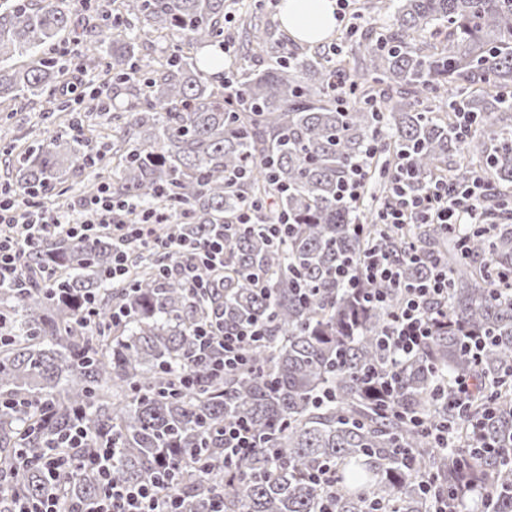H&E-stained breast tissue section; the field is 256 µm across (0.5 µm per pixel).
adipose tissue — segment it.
Here are the masks:
<instances>
[{"label":"adipose tissue","mask_w":512,"mask_h":512,"mask_svg":"<svg viewBox=\"0 0 512 512\" xmlns=\"http://www.w3.org/2000/svg\"><path fill=\"white\" fill-rule=\"evenodd\" d=\"M336 0H285L281 22L295 39L322 42L336 29Z\"/></svg>","instance_id":"adipose-tissue-1"}]
</instances>
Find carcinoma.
<instances>
[{"mask_svg": "<svg viewBox=\"0 0 512 512\" xmlns=\"http://www.w3.org/2000/svg\"><path fill=\"white\" fill-rule=\"evenodd\" d=\"M112 3L111 24L89 32L78 56L131 89L112 144L91 150L94 112L76 111L81 135L48 136L17 154L16 189L47 194L61 173L89 169L97 178L89 194L102 182L114 199L173 215L161 237L199 242L236 223L244 203L258 210L254 224L224 236V270H202L209 287L197 295L163 272V253L107 235L85 243L53 235L23 255L26 289H0V479L10 482L0 512L17 493L66 505L96 496L99 480L88 471L52 481L34 466L17 476L5 468L18 449L40 456L76 424L89 443L63 452L115 444V481L149 483L175 452L206 459L208 473L182 467L161 484L181 496L184 512H209L219 485L224 512H323L330 491L333 512H430L431 477L464 498L481 488L486 512H512V226L489 236L475 224L460 236L440 224L377 223L394 178L416 193L435 177L464 182L476 173L473 153L500 187L485 201L489 215L512 206V0H376L385 23L349 41L364 61L351 76L350 108L331 92L333 58L270 54L261 16L244 38L267 67L234 66L244 104L230 101L209 59L194 54L224 42L227 0ZM78 27L69 0H0V100L42 98L69 83L50 49ZM153 38L187 51L158 62L140 55L138 41ZM461 112L475 118L467 137L456 126ZM359 161L369 179L353 207L338 190ZM280 214L292 231L272 242L264 225ZM374 245L406 281L437 264L449 273L448 294L431 305L440 324L419 353L394 365L380 338L403 290L366 284L386 297L367 305L335 277L336 265L359 262ZM121 246L135 260L114 281ZM91 295L93 322L85 318ZM114 308L127 313L117 323ZM205 321L226 332L261 321L266 336L245 367L215 377L193 366L196 388L180 389ZM471 332L494 338L478 359L463 347ZM372 367L393 373L385 404L365 383ZM457 376L473 384L462 419L447 392ZM413 417L447 425L452 448L436 447ZM239 420L260 441L227 472L224 426ZM475 432L502 447H477ZM324 465L336 473L331 490L310 481Z\"/></svg>", "mask_w": 512, "mask_h": 512, "instance_id": "obj_1", "label": "carcinoma"}]
</instances>
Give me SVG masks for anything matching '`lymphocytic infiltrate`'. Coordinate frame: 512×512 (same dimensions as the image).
<instances>
[{
	"instance_id": "obj_1",
	"label": "lymphocytic infiltrate",
	"mask_w": 512,
	"mask_h": 512,
	"mask_svg": "<svg viewBox=\"0 0 512 512\" xmlns=\"http://www.w3.org/2000/svg\"><path fill=\"white\" fill-rule=\"evenodd\" d=\"M485 180L476 179L464 185L451 181H438L425 192L410 193L406 182L394 187L396 205L379 214L383 224H485L489 218L484 210ZM115 202L108 189L83 199L73 213L52 214L43 211L39 200L29 194L0 203V223L12 222L16 212L35 210L36 216L30 226L17 230L13 235L0 232V286L24 283L21 259L28 247L42 237L65 232L77 242H85L109 230L133 238L145 249H157L166 254L169 262L166 274L184 281L189 288H204L200 267H218L224 263V238L215 235L202 244L168 243L155 235L156 225L168 222L165 214L143 213L141 219L131 224H116L112 221ZM341 276L351 287H360L362 282H398V269L390 258L377 249L368 251L355 269L342 271ZM448 288V271L439 267L426 279L409 284L401 304L389 314L388 329L383 340L393 358L416 354L432 333L433 318L427 306L445 294ZM265 335L262 325L251 324L241 329L215 333L206 324L197 326L196 360L206 362L212 373L242 368L247 363L249 348L259 343ZM86 434L81 426H74L64 440L66 453H47L40 457L39 464L48 474L73 473L87 467L96 471L100 480L98 495L88 503L62 506L59 500L45 498L33 500L15 496L9 512H182L179 496L162 495L156 485H125L113 482L112 469L117 451L111 447L98 448L93 453L78 455L84 447Z\"/></svg>"
}]
</instances>
